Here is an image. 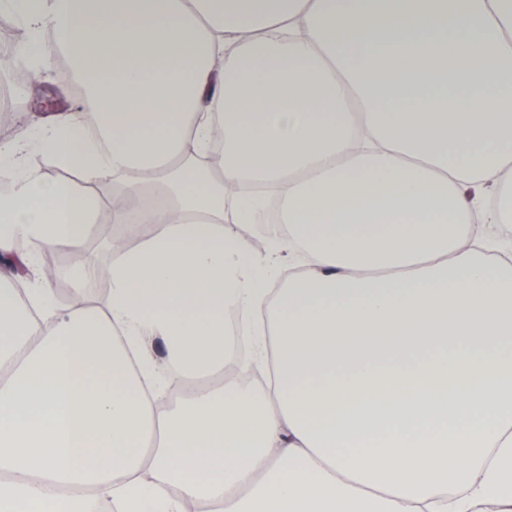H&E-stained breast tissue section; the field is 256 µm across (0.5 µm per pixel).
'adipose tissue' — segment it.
Returning <instances> with one entry per match:
<instances>
[{"mask_svg":"<svg viewBox=\"0 0 512 512\" xmlns=\"http://www.w3.org/2000/svg\"><path fill=\"white\" fill-rule=\"evenodd\" d=\"M0 6L21 54L91 80L101 130L41 120L78 183L0 144V512H512V256L487 257L512 227V0ZM111 177L113 223L143 229L67 272L106 277L107 308L58 303L38 258ZM245 184L287 227L262 253L224 229L267 202ZM231 310L268 390L224 373Z\"/></svg>","mask_w":512,"mask_h":512,"instance_id":"adipose-tissue-1","label":"adipose tissue"}]
</instances>
